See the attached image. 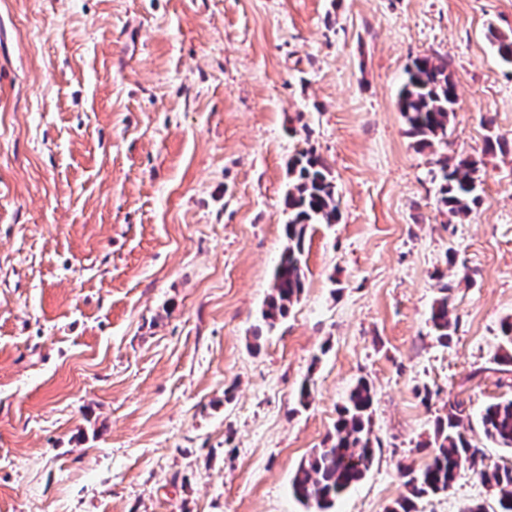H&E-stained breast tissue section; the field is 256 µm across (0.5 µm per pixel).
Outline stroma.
<instances>
[{"instance_id": "1", "label": "stroma", "mask_w": 512, "mask_h": 512, "mask_svg": "<svg viewBox=\"0 0 512 512\" xmlns=\"http://www.w3.org/2000/svg\"><path fill=\"white\" fill-rule=\"evenodd\" d=\"M496 34L512 0H0V512H315L292 478L361 379L373 460L331 512H388L452 404L477 468L512 463L478 423L512 397ZM426 55L458 94L429 145L398 107ZM303 149L340 219L309 227L304 288L269 328ZM461 154L483 192L458 223L437 176ZM477 468L416 512H499ZM451 288L448 283L440 287L441 297L435 301L431 307L429 321L433 331L440 341L448 342V337L452 335L455 327L450 318L448 290Z\"/></svg>"}]
</instances>
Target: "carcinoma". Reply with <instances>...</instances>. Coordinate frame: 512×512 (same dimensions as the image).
I'll return each instance as SVG.
<instances>
[{"instance_id":"cac0c4a2","label":"carcinoma","mask_w":512,"mask_h":512,"mask_svg":"<svg viewBox=\"0 0 512 512\" xmlns=\"http://www.w3.org/2000/svg\"><path fill=\"white\" fill-rule=\"evenodd\" d=\"M407 79L400 94V112L413 135L423 144L447 135L457 101L456 86L448 72V60L437 56L415 59L406 69ZM437 204L461 221L480 202L478 161L470 156L450 157L440 168ZM292 181L285 197L289 220L285 225L288 247L274 275L271 292L262 312L272 328L287 315L304 288L302 254L308 226L333 224L339 218L336 184L325 160L311 149L298 152L289 161ZM450 285L440 287L441 297L431 307L429 321L437 338L448 341L454 332L449 314ZM374 403L371 385L359 381L339 411L334 433L315 449L296 471L291 488L294 496L317 512H328L343 493L360 482L372 461V438L368 428ZM459 405L436 419L433 450L421 467L401 468L410 496L394 502L389 512H413L411 497L448 491L461 464L473 462L479 449L460 430ZM487 440L512 450V398L488 404L480 415ZM483 483L502 490L499 512H512V467H495L479 472Z\"/></svg>"}]
</instances>
